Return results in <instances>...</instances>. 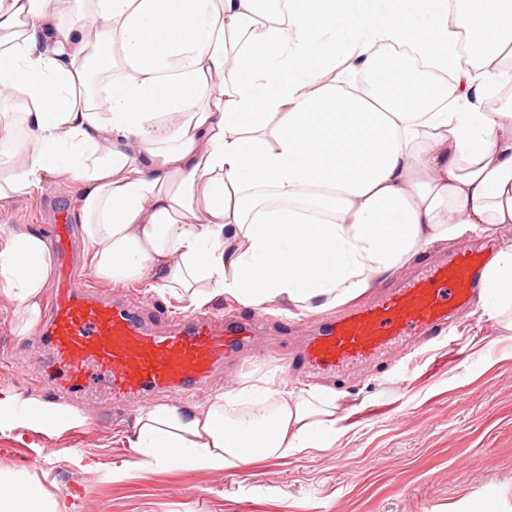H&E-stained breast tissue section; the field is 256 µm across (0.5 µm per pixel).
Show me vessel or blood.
I'll return each instance as SVG.
<instances>
[{"mask_svg": "<svg viewBox=\"0 0 512 512\" xmlns=\"http://www.w3.org/2000/svg\"><path fill=\"white\" fill-rule=\"evenodd\" d=\"M68 245V235L56 233V284L44 335L56 377L69 389L86 390L88 379L98 375L107 396L118 403L131 395L203 384L252 334L249 324L209 316H188L167 332H154L141 314L101 297L70 271ZM483 262L480 253L463 250L428 265L413 283L385 291L377 303L355 309L309 338L301 360L316 370H338L432 339L473 301Z\"/></svg>", "mask_w": 512, "mask_h": 512, "instance_id": "vessel-or-blood-1", "label": "vessel or blood"}]
</instances>
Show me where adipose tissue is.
<instances>
[{
  "instance_id": "obj_1",
  "label": "adipose tissue",
  "mask_w": 512,
  "mask_h": 512,
  "mask_svg": "<svg viewBox=\"0 0 512 512\" xmlns=\"http://www.w3.org/2000/svg\"><path fill=\"white\" fill-rule=\"evenodd\" d=\"M0 0V207L61 178L97 279L194 307L228 296L325 311L430 244L512 227V0ZM405 48L447 75L423 107ZM178 60L170 69V60ZM52 253L0 230L17 335L43 315ZM488 319L512 330V247L487 262ZM203 409L143 410L149 464L232 470L331 448L336 396L284 380ZM75 411L0 390V433ZM0 512H55L0 476Z\"/></svg>"
}]
</instances>
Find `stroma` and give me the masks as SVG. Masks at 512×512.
I'll list each match as a JSON object with an SVG mask.
<instances>
[{
  "label": "stroma",
  "mask_w": 512,
  "mask_h": 512,
  "mask_svg": "<svg viewBox=\"0 0 512 512\" xmlns=\"http://www.w3.org/2000/svg\"><path fill=\"white\" fill-rule=\"evenodd\" d=\"M74 186L49 181L40 194L0 210V225L50 233L75 211ZM512 245V234H467L437 243L384 280L398 288L428 263L467 247L490 253ZM106 297L121 296L163 330L185 304L165 292L96 281ZM369 290L341 307L299 313L288 304L245 306L218 298L204 312L255 322L251 342L218 369L210 384L175 395L202 407L218 393L271 374L301 390L337 393L350 429L332 447L282 460H258L236 470L146 466L125 445L150 399L120 404L97 390L50 389L42 382L50 350L38 334L11 331L14 304L0 294V388L80 412L82 422L55 434H0V472L14 473L57 503V512H512V332L487 319L481 300L430 344L336 372H310L293 351L327 324L372 303ZM36 457L40 466L26 465Z\"/></svg>",
  "instance_id": "stroma-1"
}]
</instances>
